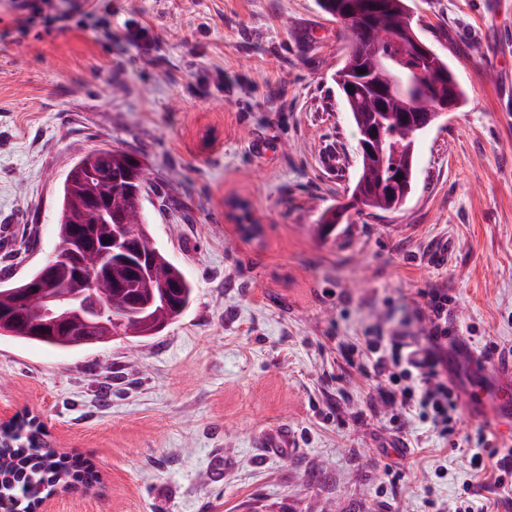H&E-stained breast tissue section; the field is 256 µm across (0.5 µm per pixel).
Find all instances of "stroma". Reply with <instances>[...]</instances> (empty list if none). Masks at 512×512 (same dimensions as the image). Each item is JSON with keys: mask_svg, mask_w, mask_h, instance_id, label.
<instances>
[{"mask_svg": "<svg viewBox=\"0 0 512 512\" xmlns=\"http://www.w3.org/2000/svg\"><path fill=\"white\" fill-rule=\"evenodd\" d=\"M71 2L26 23L0 0V282L52 252L66 174L109 144L142 164L152 241L194 297L135 341L0 338V414L39 415L101 476L51 512H448L485 424L458 409L455 450L394 428L365 339L430 335L438 293L449 344L512 353V0H410L465 100L420 135L393 213L352 202L348 34L316 0ZM278 427L293 446L271 454Z\"/></svg>", "mask_w": 512, "mask_h": 512, "instance_id": "stroma-1", "label": "stroma"}]
</instances>
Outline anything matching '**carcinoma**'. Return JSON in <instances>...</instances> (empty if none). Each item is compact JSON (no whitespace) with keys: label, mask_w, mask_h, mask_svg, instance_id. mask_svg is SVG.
<instances>
[{"label":"carcinoma","mask_w":512,"mask_h":512,"mask_svg":"<svg viewBox=\"0 0 512 512\" xmlns=\"http://www.w3.org/2000/svg\"><path fill=\"white\" fill-rule=\"evenodd\" d=\"M412 22L408 0H387L386 9L373 18V25L384 34L392 28ZM351 49L344 57L340 71L351 76L358 64L372 70L371 81L376 86L391 87L395 93L378 103L372 90L357 84L339 86L350 112L357 135L379 127L380 138L369 143L370 163L361 165L355 186H369L362 205L382 212H394L406 202L414 190L417 143L422 130L409 133L399 123V114L414 113L420 96L452 97L457 103L464 100L461 86L429 79L430 68L450 71L448 61L436 57L434 65L411 55L397 41L383 38L378 45L367 33L354 24L345 25ZM73 174L66 176L60 191V209L56 224L55 250L58 259L50 266L42 265L26 278L0 286V310L14 316V324L0 326V337L49 346L60 351H74L91 344L90 336H34L29 327L27 312L17 304V297L27 285L45 280L59 290L58 302L67 303L71 288L80 287L77 279L81 254V228H86L96 244L105 249L121 210L131 205V198L142 194L144 171L141 164L125 151L104 145L79 158L72 166ZM129 219L139 222L138 239L146 246L143 254L132 243L125 262L112 264V276L124 287V296L133 304L112 305L105 312L111 320L112 331L118 336L146 337L157 333L170 320L180 316L191 304L192 283L173 265L165 252L149 238L148 220L132 213ZM13 446L0 447V494L15 499L21 497L27 505L38 496L61 485L78 482L90 484L97 474L85 460L56 455L43 446L38 429H27L12 440Z\"/></svg>","instance_id":"1"}]
</instances>
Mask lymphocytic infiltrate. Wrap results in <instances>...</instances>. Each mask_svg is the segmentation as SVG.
I'll use <instances>...</instances> for the list:
<instances>
[{
	"mask_svg": "<svg viewBox=\"0 0 512 512\" xmlns=\"http://www.w3.org/2000/svg\"><path fill=\"white\" fill-rule=\"evenodd\" d=\"M446 328L436 327L425 341L405 336H371L366 351L377 377L387 387L385 400L401 416L428 424L441 440L454 435L457 398L443 375L445 358L442 343ZM471 462L477 472L486 474L500 495L512 494V455L499 453L486 436H479Z\"/></svg>",
	"mask_w": 512,
	"mask_h": 512,
	"instance_id": "obj_1",
	"label": "lymphocytic infiltrate"
}]
</instances>
